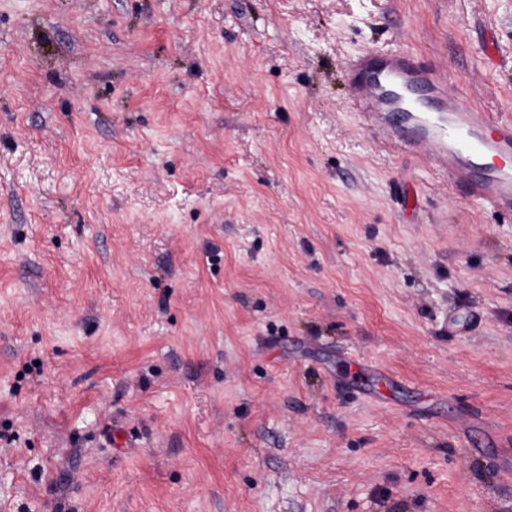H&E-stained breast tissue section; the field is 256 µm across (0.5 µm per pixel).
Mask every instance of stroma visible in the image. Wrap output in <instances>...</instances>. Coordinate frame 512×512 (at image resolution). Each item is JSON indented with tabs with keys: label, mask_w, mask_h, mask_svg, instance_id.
<instances>
[{
	"label": "stroma",
	"mask_w": 512,
	"mask_h": 512,
	"mask_svg": "<svg viewBox=\"0 0 512 512\" xmlns=\"http://www.w3.org/2000/svg\"><path fill=\"white\" fill-rule=\"evenodd\" d=\"M371 48L512 114V0H0V512H512V220ZM346 75L376 138L419 153L472 201L512 218V116L476 112L407 50L368 49L349 62Z\"/></svg>",
	"instance_id": "stroma-1"
}]
</instances>
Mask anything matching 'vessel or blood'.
Returning a JSON list of instances; mask_svg holds the SVG:
<instances>
[{
	"label": "vessel or blood",
	"instance_id": "b4317fda",
	"mask_svg": "<svg viewBox=\"0 0 512 512\" xmlns=\"http://www.w3.org/2000/svg\"><path fill=\"white\" fill-rule=\"evenodd\" d=\"M346 75L376 138L419 153L472 201L512 217V116L475 111L407 50H366L349 62Z\"/></svg>",
	"mask_w": 512,
	"mask_h": 512
}]
</instances>
